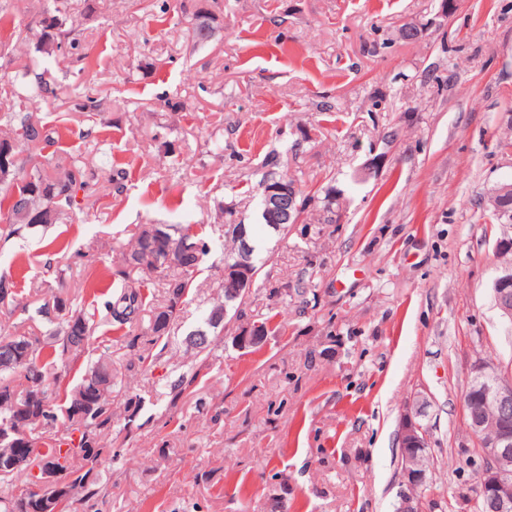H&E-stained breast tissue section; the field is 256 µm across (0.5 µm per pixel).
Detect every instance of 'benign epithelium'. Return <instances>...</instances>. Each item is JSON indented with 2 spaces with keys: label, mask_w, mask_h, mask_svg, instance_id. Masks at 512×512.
I'll use <instances>...</instances> for the list:
<instances>
[{
  "label": "benign epithelium",
  "mask_w": 512,
  "mask_h": 512,
  "mask_svg": "<svg viewBox=\"0 0 512 512\" xmlns=\"http://www.w3.org/2000/svg\"><path fill=\"white\" fill-rule=\"evenodd\" d=\"M297 189L288 185V179L275 178L266 183L262 196V214L274 226L293 223V204ZM492 198L497 202V214L503 225L512 224V212L503 207V202L512 198V184L494 189ZM237 237L240 246L233 261L224 266V313H229L240 297L252 288L257 268L253 262L254 248L248 240L246 226H241ZM491 288L495 307L503 323L512 325V268L502 266ZM463 400L468 404L467 420L475 438L480 459L476 498L463 492L458 503L464 507L471 501L482 512H512V380L501 374L493 364L480 362L474 365L471 379ZM495 410L488 417L486 405ZM427 402L406 409L400 417L399 444L402 448L401 489L395 512H427L426 500L419 495L425 481V469L420 464L423 455L411 454L413 450L429 447L428 429L420 417ZM13 468L29 473L31 488L35 491L56 481L57 475L50 471L31 469L26 460L14 463Z\"/></svg>",
  "instance_id": "7a95c632"
}]
</instances>
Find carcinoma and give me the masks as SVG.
<instances>
[{"instance_id":"obj_1","label":"carcinoma","mask_w":512,"mask_h":512,"mask_svg":"<svg viewBox=\"0 0 512 512\" xmlns=\"http://www.w3.org/2000/svg\"><path fill=\"white\" fill-rule=\"evenodd\" d=\"M73 30L65 29L63 20L53 16L44 21L39 51L53 61L77 49ZM54 93L42 76L27 86L26 99L45 98ZM35 146L52 156L60 146L58 132L46 125H35L16 112L0 113V152L11 150L13 161L9 170L0 169V238L9 239L24 226L57 224L71 208L76 192L86 189L95 174L81 164H73L55 175L33 163L30 147ZM232 212L224 221V241L231 247L224 250V261L234 258L235 227ZM153 225H146L133 248L125 255L130 277L135 270L140 278L126 281L106 302L108 320L113 330L133 326L148 305V280L152 273L169 271L166 275V305L152 310L150 330L155 339L169 333L172 321L191 288L192 274L210 248L187 227L172 245L180 255L170 258L154 245ZM53 309L40 307L46 322L44 335H16L0 331V348L14 345L21 361L9 364L0 360V463L17 451L40 459V469L61 473L62 480L46 491L55 499L59 512H71L75 495L87 499L97 494L98 469L109 449L102 438L112 430L110 395L115 374L112 361L99 360L81 370L77 368L92 338L98 321L96 310L77 307L68 297L50 298ZM67 424L70 435L53 441L36 432ZM80 433V442L73 445V433ZM69 450L61 453V447ZM12 475L19 485L0 496V512H43L41 499L29 487V479L21 471L0 469V475Z\"/></svg>"}]
</instances>
